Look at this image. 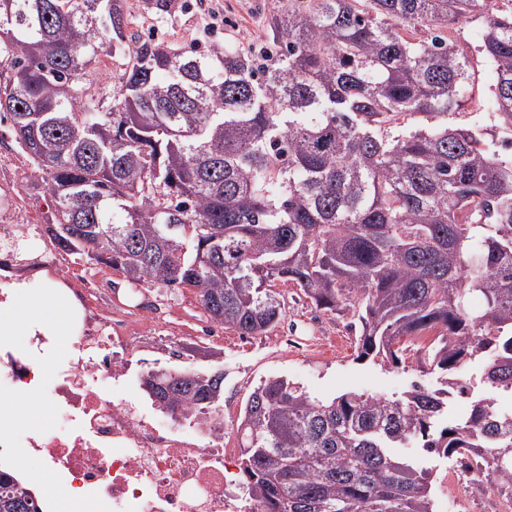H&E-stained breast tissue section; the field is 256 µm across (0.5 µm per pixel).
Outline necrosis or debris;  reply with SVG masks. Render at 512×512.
<instances>
[{"mask_svg":"<svg viewBox=\"0 0 512 512\" xmlns=\"http://www.w3.org/2000/svg\"><path fill=\"white\" fill-rule=\"evenodd\" d=\"M83 328L69 366L46 373L31 358L0 356V383L48 388L65 427L27 438L75 496L107 512H225L224 423L183 426L146 413L112 389L126 385L131 342L93 285L70 290Z\"/></svg>","mask_w":512,"mask_h":512,"instance_id":"obj_1","label":"necrosis or debris"}]
</instances>
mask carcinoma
Listing matches in <instances>:
<instances>
[{
  "mask_svg": "<svg viewBox=\"0 0 512 512\" xmlns=\"http://www.w3.org/2000/svg\"><path fill=\"white\" fill-rule=\"evenodd\" d=\"M476 15L512 129V8L498 0H311L246 58L127 43L122 0H0V115L54 198L58 249L131 285L191 288L245 337L281 321L275 286L289 285L350 316L357 358L398 368L408 342L443 376L331 400L262 380L237 424L258 512H433L430 472L394 452L407 442L479 465L512 500V411L474 393L512 392V156L448 124L470 79L448 29ZM117 54L108 104L83 82ZM417 114L427 126L397 130ZM141 386L178 419L224 413L221 369L159 367ZM454 391L472 408L440 428ZM0 512H42L2 468Z\"/></svg>",
  "mask_w": 512,
  "mask_h": 512,
  "instance_id": "cac0c4a2",
  "label": "carcinoma"
}]
</instances>
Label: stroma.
Instances as JSON below:
<instances>
[{
	"label": "stroma",
	"instance_id": "stroma-1",
	"mask_svg": "<svg viewBox=\"0 0 512 512\" xmlns=\"http://www.w3.org/2000/svg\"><path fill=\"white\" fill-rule=\"evenodd\" d=\"M289 0H125L133 39L152 38L175 49L230 48L249 52L265 44L270 25L287 11ZM482 20L472 18L453 29V39L469 57L471 77L463 89L465 107L449 116V123L477 128L490 150H500L512 139L492 108L496 81L494 65L482 52ZM54 207L38 173L13 141L8 123H0V224L23 221L45 223ZM154 304L153 314L123 318L133 340L127 351L132 377L121 395L140 407L151 402L141 389V378L159 367L224 370V445L230 452L227 466L238 471L235 427L246 400L259 383L272 375L293 379L311 393L330 399L347 392L399 397L418 383L436 388L439 374H424L416 367H384L357 357V334L341 315L323 312L296 288H283L285 313L263 336L244 338L213 323L198 305L193 290L145 285ZM180 340L181 355L168 357L165 347ZM36 416L14 427L0 440V464L26 467L23 480L32 488H55L53 473L39 455L31 453L26 439L34 429L54 417V401L47 389L35 394ZM408 456L432 474L434 512H499L502 500L485 483H471L467 474L448 478L446 457L411 448Z\"/></svg>",
	"mask_w": 512,
	"mask_h": 512
}]
</instances>
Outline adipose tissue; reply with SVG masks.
Here are the masks:
<instances>
[{
    "label": "adipose tissue",
    "instance_id": "1",
    "mask_svg": "<svg viewBox=\"0 0 512 512\" xmlns=\"http://www.w3.org/2000/svg\"><path fill=\"white\" fill-rule=\"evenodd\" d=\"M14 299L0 301V338L26 333L65 338L77 324L79 314L72 305L65 283L43 271L15 278Z\"/></svg>",
    "mask_w": 512,
    "mask_h": 512
}]
</instances>
